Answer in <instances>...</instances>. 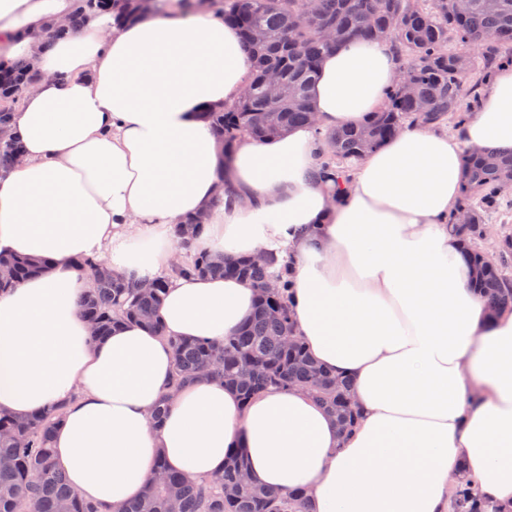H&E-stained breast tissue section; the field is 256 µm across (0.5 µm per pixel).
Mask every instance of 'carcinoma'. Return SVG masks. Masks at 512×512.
Segmentation results:
<instances>
[{"mask_svg": "<svg viewBox=\"0 0 512 512\" xmlns=\"http://www.w3.org/2000/svg\"><path fill=\"white\" fill-rule=\"evenodd\" d=\"M224 21L237 25L256 59L247 95L231 107H209L204 117L214 127L229 158L239 137L261 140L281 134L292 125L313 121L309 88L323 52L353 38L390 41L400 69L412 86L406 92L395 86L385 104L357 127L318 132L319 177L333 182L348 172V165L363 159L394 136L407 123L418 120L431 126H459L478 103L480 89L489 73L512 64V0H212ZM112 14L119 25L143 17L140 0H77L67 25L49 28L46 39L74 32L93 13ZM476 46V60L448 49V43ZM276 71L282 78V98H267L264 76ZM33 79L28 64L0 63V174L8 173L20 156L21 146L11 134V112ZM512 188V155L490 151L473 152L466 158L462 206L469 223H457L451 215L448 226L459 236L469 257L471 288L492 312L512 309V238L504 236L498 249L482 248L485 217L495 212L504 193ZM203 224L197 217L176 226L177 245L191 254L177 267L182 274L237 276L250 281L258 291L252 317L235 334L220 342L204 339L168 338L175 359L172 386L179 388L208 376L237 390L243 400L268 389L300 385L308 390L336 422L339 433L355 426L359 411L352 399L349 379L318 365L306 347H291L283 338L294 332L288 306L291 280L277 269L274 256L262 263L248 258L226 260L219 255L192 252ZM91 288L81 299L85 318L94 326L95 337L112 333L122 322L145 326L163 334L158 309L167 281L158 278L149 292L94 259L77 261ZM43 262L0 254V268L7 279L0 291L14 288L41 272ZM274 278L276 293L262 285ZM281 309L273 318L269 310ZM61 421L60 409L50 408L28 418L0 416V512H100V507L82 497L57 467L51 448L52 435ZM245 472L241 452L229 454L224 472L209 479L193 480L168 469L156 459L154 476L142 496L122 512H309V498L302 491L274 492L256 484H240ZM448 512H512L490 501L479 490L478 479L461 470L460 480L448 504Z\"/></svg>", "mask_w": 512, "mask_h": 512, "instance_id": "1", "label": "carcinoma"}]
</instances>
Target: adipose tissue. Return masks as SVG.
Returning <instances> with one entry per match:
<instances>
[{"mask_svg":"<svg viewBox=\"0 0 512 512\" xmlns=\"http://www.w3.org/2000/svg\"><path fill=\"white\" fill-rule=\"evenodd\" d=\"M75 2L0 0V60L38 76L12 117L23 161L0 176V254L45 262L0 292V413L60 407L56 463L107 512L143 493L156 456L206 479L233 448L256 484L306 489L313 512H448L462 466L512 505V310L488 312L448 230L468 152L512 153V65L462 128L406 127L336 186L312 177L313 129L384 104L399 73L389 42L326 51L315 126L244 139L226 162L202 110L243 94L239 31L210 9L120 27L99 13L42 42ZM202 211L200 250L292 264L297 336L355 380L350 434L299 387L245 401L204 379L167 398L168 337L223 339L257 298L241 278L175 275L176 226ZM78 257L136 281L170 276L164 335L125 323L92 340Z\"/></svg>","mask_w":512,"mask_h":512,"instance_id":"obj_1","label":"adipose tissue"}]
</instances>
